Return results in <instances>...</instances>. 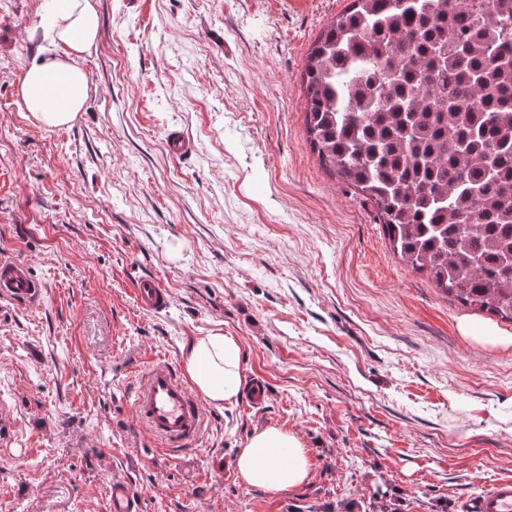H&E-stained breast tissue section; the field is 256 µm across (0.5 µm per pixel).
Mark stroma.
I'll use <instances>...</instances> for the list:
<instances>
[{
    "instance_id": "35a3bbf8",
    "label": "stroma",
    "mask_w": 512,
    "mask_h": 512,
    "mask_svg": "<svg viewBox=\"0 0 512 512\" xmlns=\"http://www.w3.org/2000/svg\"><path fill=\"white\" fill-rule=\"evenodd\" d=\"M50 2L0 0V257L45 288L0 297V512H111L115 479L142 512H457L512 478V323L403 264L307 143V55L351 0H95L87 102L61 127L20 108ZM214 333L246 386L171 454L129 392ZM267 425L307 448V484L242 482ZM136 301L141 309L160 312L170 304V294L158 281L150 277L140 278L134 288Z\"/></svg>"
}]
</instances>
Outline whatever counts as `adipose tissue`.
<instances>
[{
  "mask_svg": "<svg viewBox=\"0 0 512 512\" xmlns=\"http://www.w3.org/2000/svg\"><path fill=\"white\" fill-rule=\"evenodd\" d=\"M45 43L27 66L20 85L25 111L49 126L70 124L88 98L89 79L79 65L95 44L99 18L93 0H53L43 15ZM185 371L210 403L237 400L244 386L241 345L233 336L214 334L193 341L184 353ZM235 467L247 486L289 490L306 484L311 465L306 448L285 428L268 425L238 449Z\"/></svg>",
  "mask_w": 512,
  "mask_h": 512,
  "instance_id": "obj_1",
  "label": "adipose tissue"
}]
</instances>
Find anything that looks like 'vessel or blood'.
I'll return each mask as SVG.
<instances>
[{
    "mask_svg": "<svg viewBox=\"0 0 512 512\" xmlns=\"http://www.w3.org/2000/svg\"><path fill=\"white\" fill-rule=\"evenodd\" d=\"M141 309L159 312L170 304V294L158 281L140 278L134 290ZM0 295L26 304L40 302L43 290L28 273L24 262L0 260ZM136 417L168 448L197 444L204 426L201 401L188 387L178 369L164 360L150 363L133 395ZM140 506L128 485L112 482V512H139ZM459 512H512V479L485 484L478 493L462 499Z\"/></svg>",
    "mask_w": 512,
    "mask_h": 512,
    "instance_id": "vessel-or-blood-1",
    "label": "vessel or blood"
}]
</instances>
